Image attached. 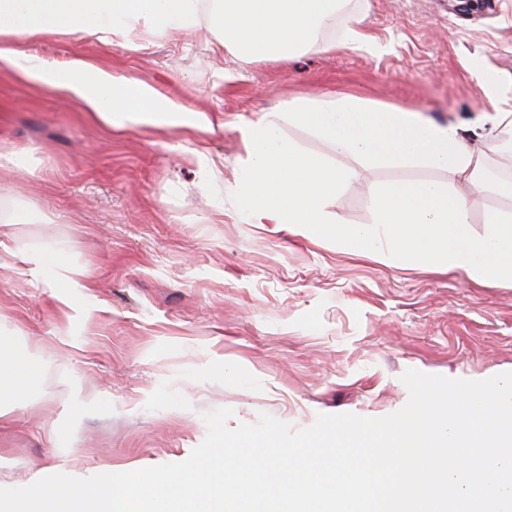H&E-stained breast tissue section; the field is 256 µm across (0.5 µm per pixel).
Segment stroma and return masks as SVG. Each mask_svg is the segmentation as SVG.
<instances>
[{
	"label": "stroma",
	"instance_id": "35a3bbf8",
	"mask_svg": "<svg viewBox=\"0 0 512 512\" xmlns=\"http://www.w3.org/2000/svg\"><path fill=\"white\" fill-rule=\"evenodd\" d=\"M350 15L383 53L242 61L204 26L129 47L79 33L26 45L152 86L207 131L111 128L49 80L0 69V152L29 157L23 172L0 166V350L29 346L42 365L0 420V488L184 461L219 407L232 428L263 412L300 428L399 410L410 368L512 372V284L396 267L235 209L240 130L288 98L350 93L467 133L512 104V0H351ZM411 179L449 175L362 166L341 211L369 224V188ZM49 241L84 274L82 292L53 298L15 272L16 251Z\"/></svg>",
	"mask_w": 512,
	"mask_h": 512
}]
</instances>
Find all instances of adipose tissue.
I'll return each mask as SVG.
<instances>
[{
    "mask_svg": "<svg viewBox=\"0 0 512 512\" xmlns=\"http://www.w3.org/2000/svg\"><path fill=\"white\" fill-rule=\"evenodd\" d=\"M346 0H0V65L24 78L51 77L57 92L79 100L102 123L181 126L185 120L153 87L128 92L111 73L73 59L55 62L18 50L21 42L79 32L118 45L141 32L163 36L208 20L228 52L249 59L288 60L321 47ZM312 130L335 159L302 152L282 137L284 126ZM247 161L232 190L239 214L261 224H284L312 237L329 235L343 248H364L398 267L430 265L478 284L512 282V211H489L486 230H470L466 194L488 184L483 152L457 126L425 121L417 111L379 107L355 96L294 98L260 115L243 131ZM421 167L452 175V183L391 182L372 189V223H347L337 202L357 165ZM19 273L43 279L48 290H82L79 270L60 251L16 253ZM41 365L25 348L0 360V418L29 391Z\"/></svg>",
    "mask_w": 512,
    "mask_h": 512,
    "instance_id": "ef3b65f1",
    "label": "adipose tissue"
}]
</instances>
